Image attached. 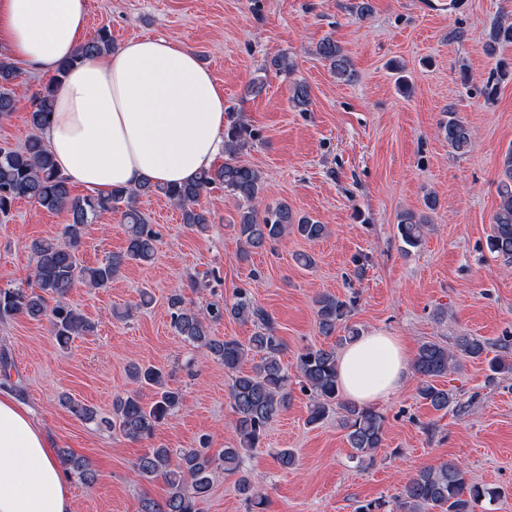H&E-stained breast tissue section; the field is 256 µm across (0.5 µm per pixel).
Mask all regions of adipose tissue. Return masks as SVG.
<instances>
[{
  "label": "adipose tissue",
  "instance_id": "1",
  "mask_svg": "<svg viewBox=\"0 0 512 512\" xmlns=\"http://www.w3.org/2000/svg\"><path fill=\"white\" fill-rule=\"evenodd\" d=\"M87 13V0H0V43L33 70L56 71L74 54ZM224 117V95L192 51L143 37L71 68L43 137L58 170L90 192L172 185L213 166ZM338 369L351 402L386 400L407 375L403 341L383 331L359 336ZM52 448L30 409L0 390V512H73Z\"/></svg>",
  "mask_w": 512,
  "mask_h": 512
}]
</instances>
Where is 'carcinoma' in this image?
I'll use <instances>...</instances> for the list:
<instances>
[{
    "mask_svg": "<svg viewBox=\"0 0 512 512\" xmlns=\"http://www.w3.org/2000/svg\"><path fill=\"white\" fill-rule=\"evenodd\" d=\"M512 43V23L497 26L488 43V51L496 45ZM112 33L99 28L94 36L81 44L77 52L60 64L56 75L34 97L29 117L32 129L22 146L0 149V214H9L15 203L27 200L48 212L65 209L70 222L64 229L65 242L35 241L30 249L35 263L32 283L26 288L0 289V319L24 315L33 320L46 319L52 336L66 347L76 336L94 329L92 324L69 302L78 285L105 288L129 262L148 264L155 259L157 233L137 207L143 195L160 194L181 210L182 221L189 227L204 230L208 224L206 212L200 207L204 193L220 186L238 203L235 224L241 245L239 256L246 259L251 250L273 245L293 232L307 241L325 236L327 226L310 216L296 217L285 203L263 205L265 181L260 170L237 160V155L253 139L252 131L239 118L229 117L224 129V154L227 159L219 168H209L180 185H155L144 182L134 189H113L105 193L74 198L69 180L61 174L42 137L53 112L54 88L67 71L88 57L112 51ZM316 54L328 63L338 82H350L355 71L350 58L333 39L322 40ZM18 68L6 53H0V116L8 118L15 110L13 83ZM440 133L448 146L466 152L472 145L467 125L454 117L440 124ZM499 204L493 217L489 249L512 263V148L501 158L498 182ZM121 213L125 224L126 247L95 266L81 263L79 248L84 229L92 219L110 212ZM428 221L414 211L397 216V233L410 248L419 247L427 233ZM319 330L329 336L336 332L349 316L353 302L331 294H319L314 299ZM170 326L189 345L206 349L214 361L224 367L230 377V406L235 416L236 442L222 451L219 458L210 455L206 441L174 457L170 449L157 447L138 457L133 472L143 480L160 478L168 487L166 497L157 501L143 500L141 512H199L198 503L212 489V472L216 461L224 471L237 476L238 492L245 496L252 512H265L266 498L260 489V479L244 470V460L264 439L268 426L287 408L290 375L281 362L284 343L272 328L271 315L246 290L237 293L231 306L211 302L196 310L186 305L179 294L168 298ZM229 313L238 320L253 323L256 331L248 341L236 338L219 339L211 335V325L224 320ZM253 355L258 358L251 370H241L242 362ZM487 344L475 336H459L450 346L437 342L422 343L412 367L419 378L418 397L436 411H448L456 403L451 391L439 388L435 379L444 377L460 364V359L485 360L494 374L512 373V359L496 355L488 357ZM297 373L303 390L309 392L307 423L315 425L325 419L334 406L342 407L346 415L342 426L353 449L351 459L360 466L373 464L375 454L383 447L385 416L371 406L342 402L334 347H309L297 359ZM131 379L154 389L153 401L145 404L138 393L118 396L112 402V417L70 398L65 406L78 419L100 428L117 431L131 441L149 440L156 430L182 405V393L165 383L164 371L154 365L133 364ZM63 466L80 470L83 479L94 478L88 463L69 452L60 455ZM494 492L470 481L467 470L456 461H445L419 469L405 478L395 497L397 512H475L477 505Z\"/></svg>",
    "mask_w": 512,
    "mask_h": 512,
    "instance_id": "1",
    "label": "carcinoma"
}]
</instances>
